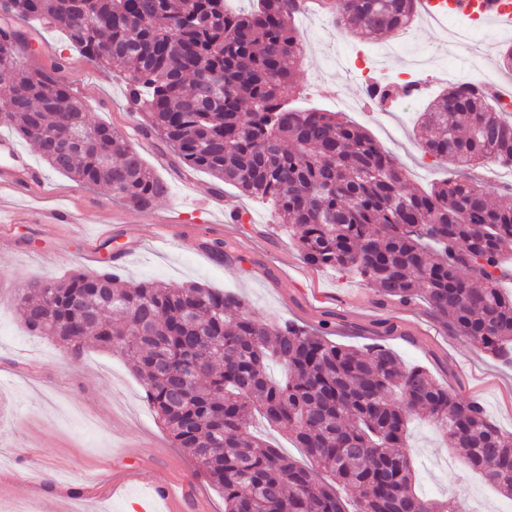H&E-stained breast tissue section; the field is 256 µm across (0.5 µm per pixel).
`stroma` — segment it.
Returning a JSON list of instances; mask_svg holds the SVG:
<instances>
[{"label": "stroma", "mask_w": 512, "mask_h": 512, "mask_svg": "<svg viewBox=\"0 0 512 512\" xmlns=\"http://www.w3.org/2000/svg\"><path fill=\"white\" fill-rule=\"evenodd\" d=\"M303 56L288 89L289 102L338 113L366 130L399 161L411 186L427 189L448 178V166L425 157L418 117L426 100L410 102L408 111L364 112L357 105L367 77L417 76L433 90L443 87L441 71L455 80L476 79L492 70L499 90L512 86V73L498 58H464L448 47L443 30L416 24L414 51L428 59L425 68L406 58L373 61L378 41L336 30L317 15L296 18ZM36 65L71 86L93 123L112 125L138 145L134 129L142 115L127 108L123 74L86 60L64 36L44 28L32 35ZM64 68H57V61ZM19 147L41 174L44 187L30 197L34 206L79 210L80 222L61 229L55 239L40 236L35 225H18L13 237H0V261L7 277L0 281V449L13 461L0 469V512H56L59 506L94 502L96 512H150L156 488L174 490L176 512H224V498L197 474L193 459L173 447L167 430L144 399L142 382L118 353L86 345L73 357L61 343L27 330L17 313L24 286L83 270V236L100 224L117 232L99 252V262L121 253L123 277L133 283L156 280L173 287L197 282L241 296L251 310L272 321L289 320L326 327L332 340L354 346L385 332L386 345L405 363L428 368L440 382L466 400H477L489 419L512 434V365L499 362L457 336L421 300L384 303L359 278L304 262L271 207L231 185L181 164L161 143L142 157L166 180L169 194L150 209L131 211L105 187L87 189L53 172L34 145ZM219 191L230 212L252 213V221L229 225L210 235V217L199 208L201 193ZM136 214L142 233L157 219L172 223L175 238L162 250L137 243L125 230ZM224 244L223 258L209 255L211 240ZM324 300H317V293ZM410 443L417 464V491L435 499L444 512H512V499L487 487L456 449L429 425L411 426Z\"/></svg>", "instance_id": "1"}]
</instances>
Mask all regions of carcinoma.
<instances>
[{
  "instance_id": "cac0c4a2",
  "label": "carcinoma",
  "mask_w": 512,
  "mask_h": 512,
  "mask_svg": "<svg viewBox=\"0 0 512 512\" xmlns=\"http://www.w3.org/2000/svg\"><path fill=\"white\" fill-rule=\"evenodd\" d=\"M416 0H318L337 29L372 36L412 23ZM297 0H4L0 126L36 146L55 171L147 209L168 184L114 127L90 124L82 99L34 66L31 29L61 32L85 58L125 73L138 131L186 166L269 203L303 259L349 272L384 301H424L494 358L512 361V295L499 288L512 252V200L493 201L470 171L512 167V102L481 84H451L421 115L424 154L454 177L422 192L360 126L288 104L301 59ZM413 79L372 81L379 101ZM84 129L82 147L55 143ZM17 307L30 332L78 350L123 354L147 402L224 512H442L414 492L406 444L423 415L465 462L512 497V435L482 405L388 348L253 313L230 292L159 281L130 285L107 266L30 285ZM271 359L286 376L271 379ZM292 437L302 466L247 431L253 411Z\"/></svg>"
}]
</instances>
